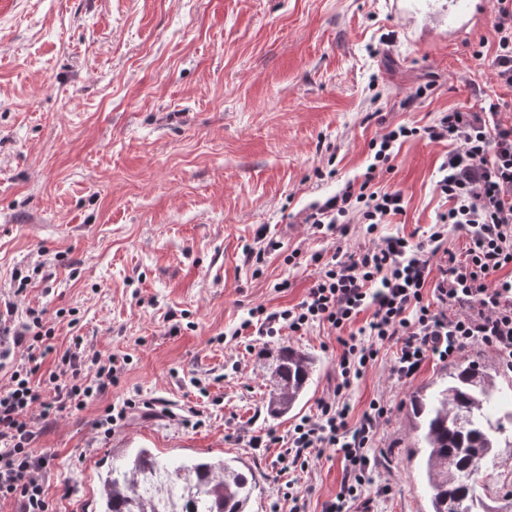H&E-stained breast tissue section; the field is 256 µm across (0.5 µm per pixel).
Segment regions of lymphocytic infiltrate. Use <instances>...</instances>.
<instances>
[{
	"instance_id": "1",
	"label": "lymphocytic infiltrate",
	"mask_w": 512,
	"mask_h": 512,
	"mask_svg": "<svg viewBox=\"0 0 512 512\" xmlns=\"http://www.w3.org/2000/svg\"><path fill=\"white\" fill-rule=\"evenodd\" d=\"M492 12V75L512 87V0H492ZM499 109L489 98L479 110L443 112L421 128L398 124L373 139L363 182L311 204L304 218L331 238L347 234L348 223L357 221L365 226V242L328 257L313 254L317 277L301 302L273 311L256 306L241 324L260 336H302L316 327L342 334L333 394L319 400L316 415L295 424L280 458L286 469L304 471L312 453L335 449L344 478L322 512H348L361 495L377 427L388 409L383 400H372L353 428L345 396L382 347L397 346L390 371L401 382L413 379L427 359L450 360L474 346L491 351L512 371V125L491 124ZM417 136L451 145L436 182L448 208L430 225L425 241L380 236V225L404 207L400 191L375 186V175L391 169L397 147ZM452 229L466 233L463 255L444 248ZM364 312L369 318L357 326ZM14 314L13 302L0 307V339L24 350L0 389V500L14 501L17 512H54L44 484L50 459L34 451L42 425L94 401L117 382L118 368L74 341L58 355L63 382L42 395L33 378L39 353L53 352V332L43 311L28 309L19 326ZM35 405L41 412L34 420L28 411Z\"/></svg>"
}]
</instances>
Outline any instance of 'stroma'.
Masks as SVG:
<instances>
[{"label": "stroma", "mask_w": 512, "mask_h": 512, "mask_svg": "<svg viewBox=\"0 0 512 512\" xmlns=\"http://www.w3.org/2000/svg\"><path fill=\"white\" fill-rule=\"evenodd\" d=\"M448 0H0V297L15 320L44 312L53 345L81 337L87 354L119 359L118 381L84 409L59 414L37 452L55 512H99L101 482L139 447L177 463L237 458L270 512L295 481L321 512L343 477L332 451L288 473L281 442L336 382L335 336L236 335L251 308L297 304L314 252L364 240L322 237L309 204L361 183L371 139L398 123L424 126L481 94L491 80L492 22L452 36ZM483 49L484 61L472 52ZM427 86L425 97L413 92ZM443 143L402 144L376 186L401 191L404 212L384 236L424 239L447 205L435 189ZM283 243L254 275L246 249L260 229ZM28 278L13 295L15 277ZM291 346L316 359L306 398L283 419L266 412L264 352ZM382 348L347 393L358 425L371 400L390 411L355 512H429L410 397L445 362L410 382ZM153 401L104 436V409ZM267 440L250 447L253 437ZM388 495H378L380 485Z\"/></svg>", "instance_id": "1"}]
</instances>
